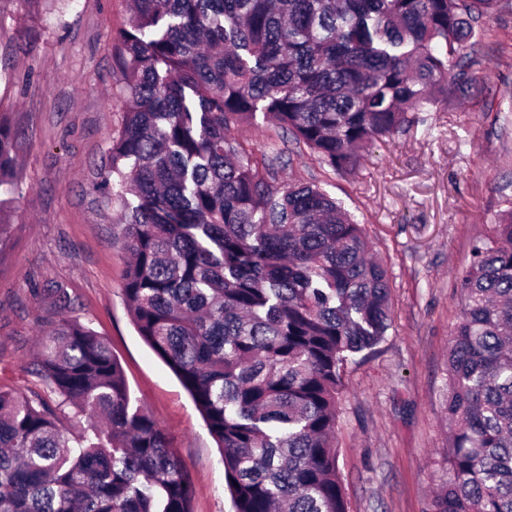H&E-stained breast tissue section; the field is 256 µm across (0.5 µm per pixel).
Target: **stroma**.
Instances as JSON below:
<instances>
[{"label": "stroma", "mask_w": 512, "mask_h": 512, "mask_svg": "<svg viewBox=\"0 0 512 512\" xmlns=\"http://www.w3.org/2000/svg\"><path fill=\"white\" fill-rule=\"evenodd\" d=\"M130 17L128 0H0V113L18 133L0 253V386L53 399L39 371L46 332L79 321L107 340L133 398L174 437L194 512H231L214 439L131 321L120 210L100 186L125 100L113 38ZM479 32L472 96L374 143L351 173L320 166L273 122L240 131L255 154L276 157L280 183L312 180L342 202L388 270L392 324L377 353L343 375L337 444L349 512H431L445 465L456 281L512 195V8Z\"/></svg>", "instance_id": "stroma-1"}]
</instances>
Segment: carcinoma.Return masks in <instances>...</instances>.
Wrapping results in <instances>:
<instances>
[{
    "mask_svg": "<svg viewBox=\"0 0 512 512\" xmlns=\"http://www.w3.org/2000/svg\"><path fill=\"white\" fill-rule=\"evenodd\" d=\"M501 0H131L115 36L123 127L100 169L125 210L124 299L220 448L233 512H348L336 445L347 363L385 338L389 277L365 229L239 137L261 114L337 173L417 113L467 99L475 24ZM0 114V195L16 185ZM460 277L448 467L431 512H512V200ZM42 398L0 388V512H193L174 437L107 342L47 334Z\"/></svg>",
    "mask_w": 512,
    "mask_h": 512,
    "instance_id": "1",
    "label": "carcinoma"
}]
</instances>
